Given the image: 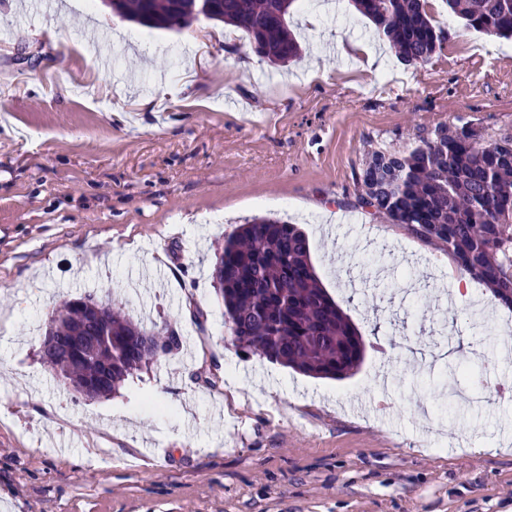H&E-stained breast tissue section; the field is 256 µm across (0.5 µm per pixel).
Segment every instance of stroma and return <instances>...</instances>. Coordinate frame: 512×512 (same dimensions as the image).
Returning a JSON list of instances; mask_svg holds the SVG:
<instances>
[{
    "label": "stroma",
    "instance_id": "obj_1",
    "mask_svg": "<svg viewBox=\"0 0 512 512\" xmlns=\"http://www.w3.org/2000/svg\"><path fill=\"white\" fill-rule=\"evenodd\" d=\"M428 10L448 39L405 65L344 0H303L302 56L274 70L218 21L150 30L101 0H0V512H512V399L474 386L489 367L512 384L494 335L512 309L479 284L447 301L466 277L447 251L357 204L369 152L441 124L512 134V40ZM265 214L303 228L363 337L350 377L236 352L214 251ZM380 242L390 297L361 286ZM88 293L174 324L182 349L110 397L66 389L45 324ZM452 350L472 389L450 407Z\"/></svg>",
    "mask_w": 512,
    "mask_h": 512
}]
</instances>
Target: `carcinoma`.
<instances>
[{
  "label": "carcinoma",
  "instance_id": "cac0c4a2",
  "mask_svg": "<svg viewBox=\"0 0 512 512\" xmlns=\"http://www.w3.org/2000/svg\"><path fill=\"white\" fill-rule=\"evenodd\" d=\"M297 0H213L205 14L243 31L255 52L273 67L297 60L302 48L289 28ZM375 34L409 65L424 64L441 50L442 30L427 12V0H350ZM448 10L474 30L512 38V0H445ZM198 0H112V12L151 30H182L198 20ZM384 168L369 154L361 174L374 182L371 199L357 204L393 224L416 226V235L439 243L471 278L512 307V134L488 145L460 128L443 144L424 140L396 153ZM211 278L224 306V323L234 345L273 363L317 378L337 379L362 362L365 346L349 318L329 296L311 260L309 240L296 224L255 216L224 237ZM112 326V348L98 347L86 363L69 360L55 343L42 354L56 376L78 389L112 368L100 396L117 392L147 366L141 342L169 355L182 346L139 318L102 299ZM90 320L79 307L50 316L45 333L55 338L86 332Z\"/></svg>",
  "mask_w": 512,
  "mask_h": 512
}]
</instances>
